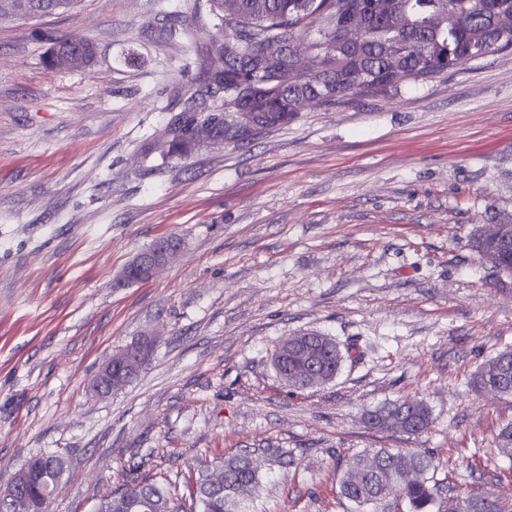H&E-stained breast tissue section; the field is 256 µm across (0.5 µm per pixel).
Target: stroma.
<instances>
[{"label": "stroma", "instance_id": "35a3bbf8", "mask_svg": "<svg viewBox=\"0 0 512 512\" xmlns=\"http://www.w3.org/2000/svg\"><path fill=\"white\" fill-rule=\"evenodd\" d=\"M217 35L207 0H78L0 21V487L58 455L50 512H94L124 480L157 474L184 495L200 463L247 451L255 512H362L339 494L354 454L418 448L449 494L512 505L494 443L512 397L470 385L512 349V288L469 246L512 217V50L166 156L188 102L222 109L200 70ZM58 36L93 42L96 61L50 67ZM170 235L175 262L118 285ZM306 330L353 358L293 391L271 353ZM144 337L138 375L94 391ZM398 398L428 405L426 433L365 427Z\"/></svg>", "mask_w": 512, "mask_h": 512}]
</instances>
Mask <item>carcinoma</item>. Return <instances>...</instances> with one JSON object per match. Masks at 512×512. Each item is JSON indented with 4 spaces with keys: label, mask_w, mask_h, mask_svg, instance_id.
<instances>
[{
    "label": "carcinoma",
    "mask_w": 512,
    "mask_h": 512,
    "mask_svg": "<svg viewBox=\"0 0 512 512\" xmlns=\"http://www.w3.org/2000/svg\"><path fill=\"white\" fill-rule=\"evenodd\" d=\"M0 19L40 18L69 11L76 0H27L32 13L21 16L1 7ZM222 39L210 44L202 59L209 82L224 89V112L208 119L211 140L241 139L251 133L286 126L297 112L294 102L307 98L317 105H341L349 96L386 95L410 80L431 79L491 50L512 49V0H210ZM357 21L359 38L343 41L345 26ZM302 43L316 60L315 71L290 83L292 44ZM398 64L401 77L393 76ZM256 113L255 124L240 127L232 116ZM197 123L182 116L169 128L163 147L171 157H185L204 141L189 136ZM479 258L491 256L512 271V249L481 231L471 238ZM277 345L273 367L295 391L332 382L345 355L332 338L317 332L292 337ZM472 387L512 396V350L499 352L478 368ZM368 427L378 432L418 436L432 424L420 401L395 400L366 413ZM498 453L512 460V422L496 436ZM59 456L43 460L23 485L22 495L51 504L60 488ZM222 481L211 479L210 467L198 470L183 503L170 482L134 478L112 492V512H250L249 501L259 486L251 454L244 452L214 462ZM435 466L425 451L371 448L361 452L353 472L340 481V494L359 507H377L394 499L409 512H505L490 494L477 492L444 500L434 480Z\"/></svg>",
    "instance_id": "carcinoma-1"
}]
</instances>
